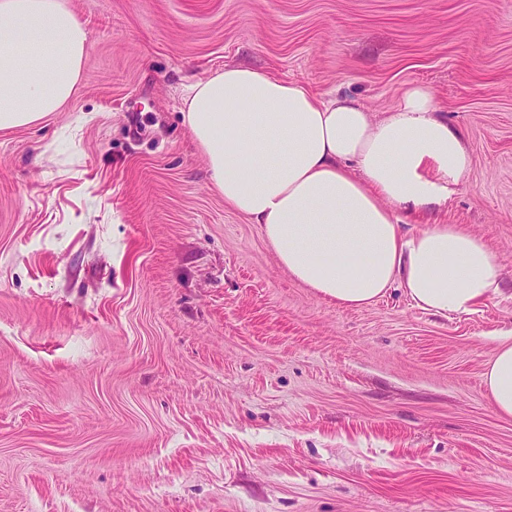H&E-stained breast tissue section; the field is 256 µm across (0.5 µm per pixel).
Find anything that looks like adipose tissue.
Wrapping results in <instances>:
<instances>
[{
    "label": "adipose tissue",
    "instance_id": "1",
    "mask_svg": "<svg viewBox=\"0 0 512 512\" xmlns=\"http://www.w3.org/2000/svg\"><path fill=\"white\" fill-rule=\"evenodd\" d=\"M86 42L65 0H0V130L61 111ZM183 118L225 203L260 225L302 284L355 308L397 286L441 316L500 293L494 253L438 215L471 157L428 89L409 88L378 118L354 99L325 100L235 66L193 83ZM401 210L421 227L405 230ZM484 382L495 411L512 417V338L500 342Z\"/></svg>",
    "mask_w": 512,
    "mask_h": 512
}]
</instances>
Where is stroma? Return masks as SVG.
Listing matches in <instances>:
<instances>
[{
	"mask_svg": "<svg viewBox=\"0 0 512 512\" xmlns=\"http://www.w3.org/2000/svg\"><path fill=\"white\" fill-rule=\"evenodd\" d=\"M63 111L0 130V512H512V0H66ZM247 66L376 116L428 89L471 154L442 209L502 294L349 308L228 207L182 119ZM484 382L495 411L512 417V337L500 342L494 357L487 364Z\"/></svg>",
	"mask_w": 512,
	"mask_h": 512,
	"instance_id": "35a3bbf8",
	"label": "stroma"
}]
</instances>
